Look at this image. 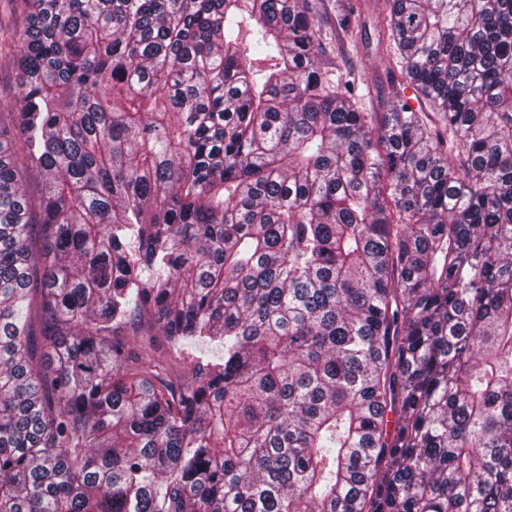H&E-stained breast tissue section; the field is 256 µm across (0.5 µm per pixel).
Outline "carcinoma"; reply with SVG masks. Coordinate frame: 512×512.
Wrapping results in <instances>:
<instances>
[{"mask_svg": "<svg viewBox=\"0 0 512 512\" xmlns=\"http://www.w3.org/2000/svg\"><path fill=\"white\" fill-rule=\"evenodd\" d=\"M21 2L0 512H512V0H387L433 127L308 0Z\"/></svg>", "mask_w": 512, "mask_h": 512, "instance_id": "obj_1", "label": "carcinoma"}]
</instances>
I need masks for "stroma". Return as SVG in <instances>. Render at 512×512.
Wrapping results in <instances>:
<instances>
[{"label":"stroma","mask_w":512,"mask_h":512,"mask_svg":"<svg viewBox=\"0 0 512 512\" xmlns=\"http://www.w3.org/2000/svg\"><path fill=\"white\" fill-rule=\"evenodd\" d=\"M320 30L322 65L333 85L357 88L359 107L382 114L402 79L397 52L382 53L379 39L387 0H310Z\"/></svg>","instance_id":"1"}]
</instances>
